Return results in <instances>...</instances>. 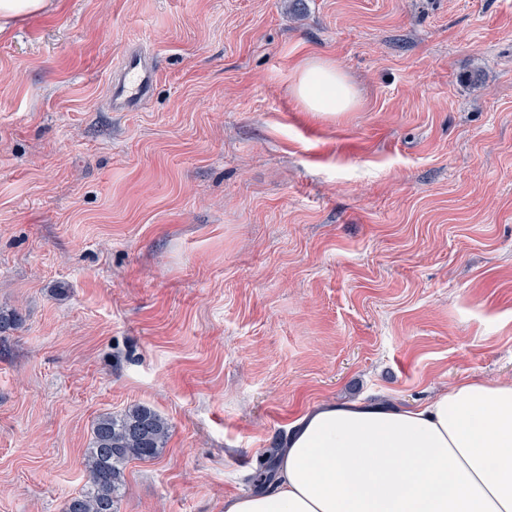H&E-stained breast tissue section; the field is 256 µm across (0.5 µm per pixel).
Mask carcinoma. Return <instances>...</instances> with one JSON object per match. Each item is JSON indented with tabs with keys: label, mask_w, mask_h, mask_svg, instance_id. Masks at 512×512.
<instances>
[{
	"label": "carcinoma",
	"mask_w": 512,
	"mask_h": 512,
	"mask_svg": "<svg viewBox=\"0 0 512 512\" xmlns=\"http://www.w3.org/2000/svg\"><path fill=\"white\" fill-rule=\"evenodd\" d=\"M168 421L151 408L136 405L120 415L103 414L93 424L82 466L86 488L68 499L62 512H118L125 465L158 457L169 438Z\"/></svg>",
	"instance_id": "1"
}]
</instances>
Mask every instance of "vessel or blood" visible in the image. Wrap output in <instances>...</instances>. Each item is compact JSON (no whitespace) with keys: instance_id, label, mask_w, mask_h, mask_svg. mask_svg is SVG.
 Segmentation results:
<instances>
[{"instance_id":"1","label":"vessel or blood","mask_w":512,"mask_h":512,"mask_svg":"<svg viewBox=\"0 0 512 512\" xmlns=\"http://www.w3.org/2000/svg\"><path fill=\"white\" fill-rule=\"evenodd\" d=\"M156 83L157 68L153 59L143 50H129L109 76V111H138L153 95Z\"/></svg>"}]
</instances>
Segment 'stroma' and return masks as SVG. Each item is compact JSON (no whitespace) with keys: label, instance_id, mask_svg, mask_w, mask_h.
I'll return each instance as SVG.
<instances>
[{"label":"stroma","instance_id":"1","mask_svg":"<svg viewBox=\"0 0 512 512\" xmlns=\"http://www.w3.org/2000/svg\"><path fill=\"white\" fill-rule=\"evenodd\" d=\"M59 0L0 35V512L95 420L170 436L119 512H224L322 401L512 378V0ZM153 97L107 109L125 51ZM357 93L307 112L296 68ZM331 92V105L324 103ZM294 93L307 112H347L357 102V94L343 72L330 61L309 59L299 68Z\"/></svg>","mask_w":512,"mask_h":512}]
</instances>
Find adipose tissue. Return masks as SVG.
I'll list each match as a JSON object with an SVG mask.
<instances>
[{
    "label": "adipose tissue",
    "instance_id": "1",
    "mask_svg": "<svg viewBox=\"0 0 512 512\" xmlns=\"http://www.w3.org/2000/svg\"><path fill=\"white\" fill-rule=\"evenodd\" d=\"M294 93L309 112L357 102L322 59L301 65ZM224 512H512V381L463 380L410 409L321 403L293 425L274 484Z\"/></svg>",
    "mask_w": 512,
    "mask_h": 512
}]
</instances>
